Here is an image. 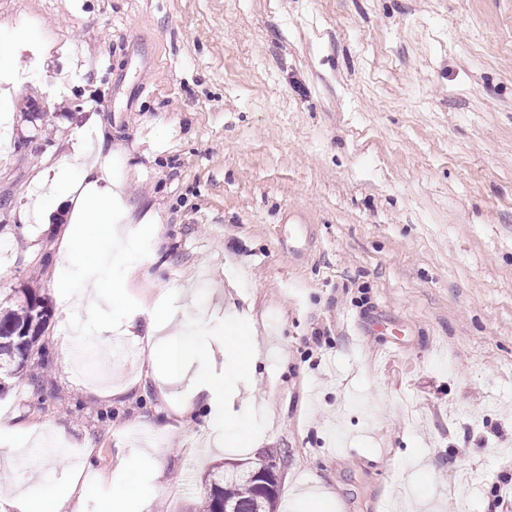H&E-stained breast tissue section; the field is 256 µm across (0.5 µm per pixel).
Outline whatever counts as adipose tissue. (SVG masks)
<instances>
[{
	"instance_id": "adipose-tissue-1",
	"label": "adipose tissue",
	"mask_w": 512,
	"mask_h": 512,
	"mask_svg": "<svg viewBox=\"0 0 512 512\" xmlns=\"http://www.w3.org/2000/svg\"><path fill=\"white\" fill-rule=\"evenodd\" d=\"M81 193L74 203L69 235L75 249L65 259L70 263L91 265L100 257V244L111 242L116 234L114 209L118 195L111 182L101 181L96 168L85 165L78 179ZM172 317L153 318L148 327H141L136 315H128L124 333L132 343H146L152 355L166 359L175 372H182L187 360L200 356L199 348L176 341L165 335L163 329L171 325Z\"/></svg>"
}]
</instances>
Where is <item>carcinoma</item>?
I'll list each match as a JSON object with an SVG mask.
<instances>
[{
	"label": "carcinoma",
	"instance_id": "carcinoma-1",
	"mask_svg": "<svg viewBox=\"0 0 512 512\" xmlns=\"http://www.w3.org/2000/svg\"><path fill=\"white\" fill-rule=\"evenodd\" d=\"M39 313L50 316L45 299L31 289L21 290L20 299L11 308H0V376H14L27 367L38 337L25 336L23 330ZM226 499L235 512H266L265 502L245 474H226L217 466L208 473L206 491L195 508L198 512H223Z\"/></svg>",
	"mask_w": 512,
	"mask_h": 512
}]
</instances>
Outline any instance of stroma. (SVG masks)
<instances>
[{
	"mask_svg": "<svg viewBox=\"0 0 512 512\" xmlns=\"http://www.w3.org/2000/svg\"><path fill=\"white\" fill-rule=\"evenodd\" d=\"M5 59L0 303L51 316L0 380V492L70 479L65 512H98L131 473L189 512L273 448L278 512L306 484L330 512H512V0H0ZM92 159L123 233L87 269L58 191ZM168 305L180 341L254 336L253 372L195 364L251 445L145 346L113 359L103 322Z\"/></svg>",
	"mask_w": 512,
	"mask_h": 512,
	"instance_id": "stroma-1",
	"label": "stroma"
}]
</instances>
